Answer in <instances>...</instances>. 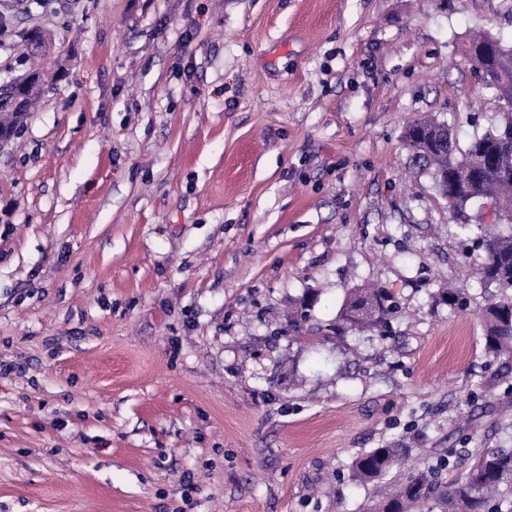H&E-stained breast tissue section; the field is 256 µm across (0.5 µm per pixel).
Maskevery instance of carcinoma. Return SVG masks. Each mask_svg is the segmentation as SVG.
<instances>
[{
    "label": "carcinoma",
    "mask_w": 512,
    "mask_h": 512,
    "mask_svg": "<svg viewBox=\"0 0 512 512\" xmlns=\"http://www.w3.org/2000/svg\"><path fill=\"white\" fill-rule=\"evenodd\" d=\"M459 52L468 61H477L486 84L503 100L512 101V68L502 62L512 55V47L481 33L463 42ZM43 91L40 78L24 89L0 86V127L15 132ZM403 138L413 170L430 175L440 196L448 198L451 221L463 219L467 207L477 203L490 202L498 212L512 215V112L498 126L474 137L464 150L447 124L431 119L412 123ZM475 228L477 241L485 250L484 262L476 272L478 282L485 288L512 290V235L496 233L489 224ZM392 310L382 291L355 288L347 295L340 317L354 329L383 328ZM482 320L486 353L512 364V301L491 298ZM396 461L397 449L374 448L354 459L351 479L363 484L376 482ZM448 465V459L442 458L409 476L372 503L368 512H408L411 506L430 499L437 500L440 512H492L503 491L512 490V448L478 452L466 470L442 488L440 471Z\"/></svg>",
    "instance_id": "1"
}]
</instances>
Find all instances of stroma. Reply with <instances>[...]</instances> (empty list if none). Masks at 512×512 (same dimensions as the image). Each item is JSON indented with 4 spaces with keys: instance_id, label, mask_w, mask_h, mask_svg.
<instances>
[{
    "instance_id": "1",
    "label": "stroma",
    "mask_w": 512,
    "mask_h": 512,
    "mask_svg": "<svg viewBox=\"0 0 512 512\" xmlns=\"http://www.w3.org/2000/svg\"><path fill=\"white\" fill-rule=\"evenodd\" d=\"M59 77L0 144V512H363L448 456L512 448V373L403 145L507 109L458 51L512 0H0ZM467 307L440 299L448 283ZM387 328H340L354 288ZM397 448H374L358 455L351 466V479L367 484L379 481L397 461Z\"/></svg>"
}]
</instances>
